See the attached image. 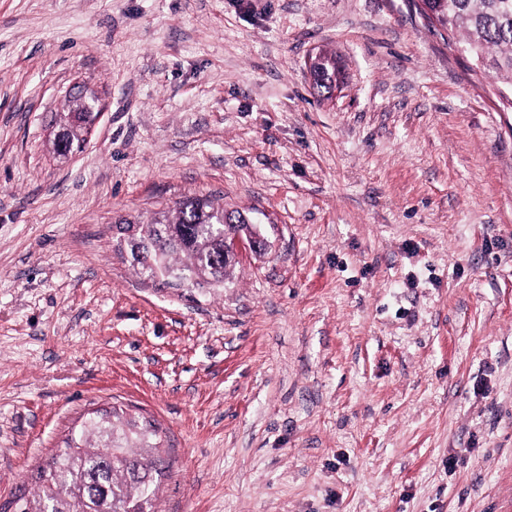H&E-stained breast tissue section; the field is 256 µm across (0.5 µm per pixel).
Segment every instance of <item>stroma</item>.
<instances>
[{"instance_id":"1","label":"stroma","mask_w":512,"mask_h":512,"mask_svg":"<svg viewBox=\"0 0 512 512\" xmlns=\"http://www.w3.org/2000/svg\"><path fill=\"white\" fill-rule=\"evenodd\" d=\"M192 194L271 244L220 291L117 246ZM115 405L161 431V512H512V111L461 34L418 0H0V512ZM313 81L316 88L330 93L336 86L337 73L335 62L324 55V61L312 69ZM69 95L75 96L74 98L79 103V108L74 111L78 113L79 122L87 125L91 121V125L94 124L101 115V112H99L101 109L99 97L86 88L78 93H70Z\"/></svg>"}]
</instances>
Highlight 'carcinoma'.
Wrapping results in <instances>:
<instances>
[{"mask_svg": "<svg viewBox=\"0 0 512 512\" xmlns=\"http://www.w3.org/2000/svg\"><path fill=\"white\" fill-rule=\"evenodd\" d=\"M423 13L443 29L460 31L465 49L491 80L506 79L503 105L512 109V0H422ZM317 89L337 82L328 56L312 69ZM224 207L207 196H184L143 224L124 218L120 245L150 280L184 288L224 287L234 261L224 259ZM170 462L156 427L120 408L97 411L55 450L37 472L40 491L23 502V512H157Z\"/></svg>", "mask_w": 512, "mask_h": 512, "instance_id": "carcinoma-1", "label": "carcinoma"}]
</instances>
